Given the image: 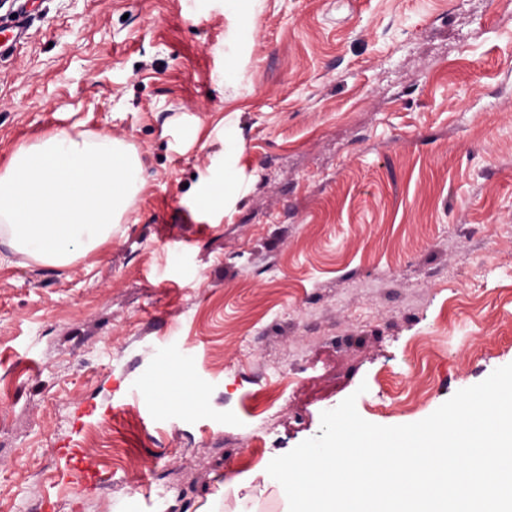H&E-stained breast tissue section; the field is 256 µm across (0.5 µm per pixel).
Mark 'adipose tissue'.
Returning <instances> with one entry per match:
<instances>
[{"label":"adipose tissue","mask_w":512,"mask_h":512,"mask_svg":"<svg viewBox=\"0 0 512 512\" xmlns=\"http://www.w3.org/2000/svg\"><path fill=\"white\" fill-rule=\"evenodd\" d=\"M143 187L140 159L124 141L52 132L17 148L0 170V241L68 266L111 239Z\"/></svg>","instance_id":"1"}]
</instances>
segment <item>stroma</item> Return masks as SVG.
<instances>
[{"instance_id": "obj_1", "label": "stroma", "mask_w": 512, "mask_h": 512, "mask_svg": "<svg viewBox=\"0 0 512 512\" xmlns=\"http://www.w3.org/2000/svg\"><path fill=\"white\" fill-rule=\"evenodd\" d=\"M249 2L247 39L225 0L0 7V169L74 127L145 179L69 266L0 246V512H283L323 411L414 423L512 363V10ZM234 181V174L232 170H227L224 167V177L214 179L211 182L203 185L197 194L198 204L207 210L214 209L217 207L224 208V197L226 196V189ZM216 186L223 187V194L219 191H215Z\"/></svg>"}]
</instances>
